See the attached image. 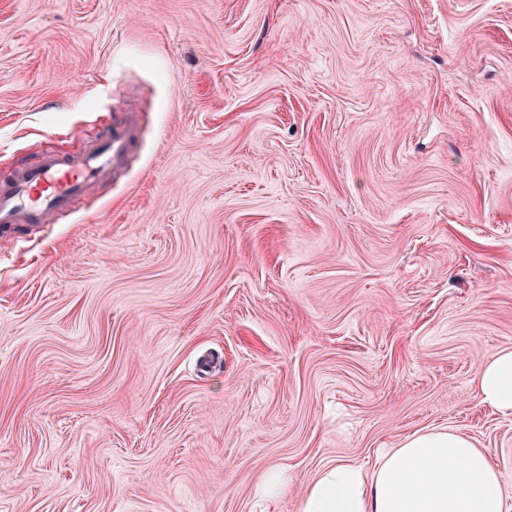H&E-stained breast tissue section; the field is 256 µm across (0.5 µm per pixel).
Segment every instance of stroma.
<instances>
[{"label":"stroma","instance_id":"35a3bbf8","mask_svg":"<svg viewBox=\"0 0 512 512\" xmlns=\"http://www.w3.org/2000/svg\"><path fill=\"white\" fill-rule=\"evenodd\" d=\"M126 171L0 236V512H299L418 430L512 507V0H0V178ZM134 111L86 150L59 157L46 153L35 166L17 168L0 180V231L23 224H50L74 212L97 184L124 171L139 139ZM481 403L502 414L512 413V349H505L486 362L477 379Z\"/></svg>","mask_w":512,"mask_h":512}]
</instances>
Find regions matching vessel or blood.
Segmentation results:
<instances>
[{"label":"vessel or blood","instance_id":"obj_1","mask_svg":"<svg viewBox=\"0 0 512 512\" xmlns=\"http://www.w3.org/2000/svg\"><path fill=\"white\" fill-rule=\"evenodd\" d=\"M135 113L86 150L61 157L46 153L34 166L0 180V231L23 224H48L73 213L98 183L124 171L139 139Z\"/></svg>","mask_w":512,"mask_h":512}]
</instances>
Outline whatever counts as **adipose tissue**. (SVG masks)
<instances>
[{
    "label": "adipose tissue",
    "instance_id": "adipose-tissue-1",
    "mask_svg": "<svg viewBox=\"0 0 512 512\" xmlns=\"http://www.w3.org/2000/svg\"><path fill=\"white\" fill-rule=\"evenodd\" d=\"M481 403L512 413V349L486 362ZM299 512H506L500 475L487 449L453 431H416L384 449L372 469L321 465Z\"/></svg>",
    "mask_w": 512,
    "mask_h": 512
}]
</instances>
